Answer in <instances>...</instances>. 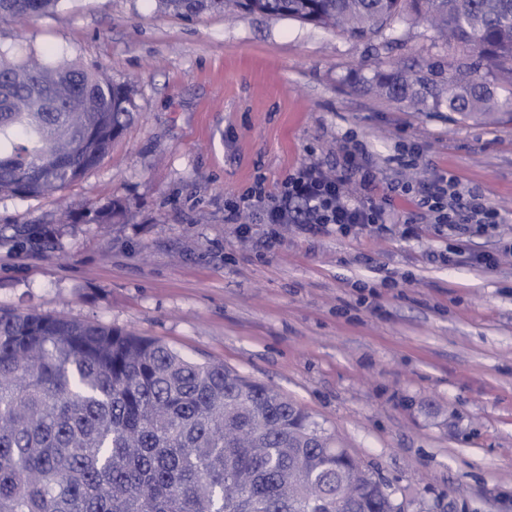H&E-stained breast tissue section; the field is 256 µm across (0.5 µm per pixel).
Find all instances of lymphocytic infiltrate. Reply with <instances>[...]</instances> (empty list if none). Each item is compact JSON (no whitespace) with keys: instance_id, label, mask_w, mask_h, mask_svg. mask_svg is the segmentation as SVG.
I'll return each instance as SVG.
<instances>
[{"instance_id":"1","label":"lymphocytic infiltrate","mask_w":512,"mask_h":512,"mask_svg":"<svg viewBox=\"0 0 512 512\" xmlns=\"http://www.w3.org/2000/svg\"><path fill=\"white\" fill-rule=\"evenodd\" d=\"M408 196L416 209L399 212L395 197ZM252 211L266 224H294L312 235L347 236L366 229H386L401 224L406 234H415L419 221L433 224L437 231L452 236L479 237L502 221L498 209L488 205L473 189L461 187L457 178L439 174L424 185L407 179L382 183L369 150L349 141L334 168L320 163L301 166L281 180L277 192L255 182L227 208L226 223L239 235L248 228L240 224L242 211Z\"/></svg>"}]
</instances>
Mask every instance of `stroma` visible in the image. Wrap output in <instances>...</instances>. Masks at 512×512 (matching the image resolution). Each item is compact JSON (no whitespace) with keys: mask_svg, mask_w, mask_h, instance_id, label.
<instances>
[{"mask_svg":"<svg viewBox=\"0 0 512 512\" xmlns=\"http://www.w3.org/2000/svg\"><path fill=\"white\" fill-rule=\"evenodd\" d=\"M22 47L100 65L133 86L137 116L58 194L0 198V226L122 208L47 244L1 240L0 307L130 330L273 387L403 512H512V260L431 263L445 243L429 224L412 238L399 224L347 237L291 224L268 248L254 215L244 239L224 221L255 177L272 189L308 162L333 165L352 134L383 180L451 173L512 236V114L418 110L376 86L393 73L446 85L470 46L410 18L356 41L231 8L184 19L156 0H65L0 25V49ZM403 141L420 147L408 169ZM359 280L375 289L363 305Z\"/></svg>","mask_w":512,"mask_h":512,"instance_id":"obj_1","label":"stroma"}]
</instances>
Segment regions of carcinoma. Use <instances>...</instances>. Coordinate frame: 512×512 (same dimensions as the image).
Returning a JSON list of instances; mask_svg holds the SVG:
<instances>
[{"label":"carcinoma","mask_w":512,"mask_h":512,"mask_svg":"<svg viewBox=\"0 0 512 512\" xmlns=\"http://www.w3.org/2000/svg\"><path fill=\"white\" fill-rule=\"evenodd\" d=\"M64 0H0V22L49 16ZM226 0H159L189 18ZM370 40L410 12L474 51L437 88L390 96L462 116L512 112L481 70L512 63V0H235ZM130 87L77 61L0 51V196L77 182L133 119ZM114 204L80 219L105 224ZM0 512H401L305 408L218 362L132 331L0 308Z\"/></svg>","instance_id":"1"}]
</instances>
